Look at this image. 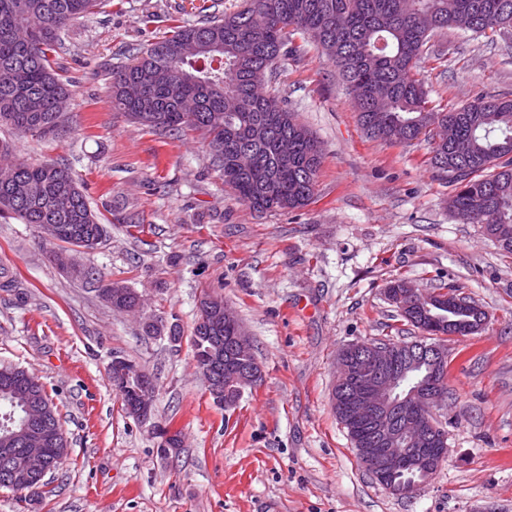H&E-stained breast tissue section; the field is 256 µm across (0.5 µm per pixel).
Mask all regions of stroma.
Segmentation results:
<instances>
[{
  "instance_id": "obj_1",
  "label": "stroma",
  "mask_w": 512,
  "mask_h": 512,
  "mask_svg": "<svg viewBox=\"0 0 512 512\" xmlns=\"http://www.w3.org/2000/svg\"><path fill=\"white\" fill-rule=\"evenodd\" d=\"M240 0H104L62 33L70 84L65 131L1 129L14 158L66 165L108 226L78 250L75 276L47 257L38 230L0 220V363L38 376L69 442L50 494L0 489V512H512V255L480 225L448 211L430 144L368 138L335 63L311 43L283 60L276 86L320 141L311 202L258 212L224 185L200 134L170 135L112 106L111 73L198 17ZM418 77L434 105L512 99V32L434 40ZM144 300L112 310L98 275ZM402 278L448 283L487 312L482 332L448 343V399L439 418L448 458L430 484L402 497L359 462L330 393L347 345L421 338L385 298ZM223 296L251 336L264 379L229 410L214 404L189 342L203 293ZM177 323L183 340L145 336L144 317ZM156 380L150 419L128 417L108 380L113 357ZM180 446L162 452L163 434Z\"/></svg>"
}]
</instances>
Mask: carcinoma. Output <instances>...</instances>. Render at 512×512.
Instances as JSON below:
<instances>
[{"mask_svg":"<svg viewBox=\"0 0 512 512\" xmlns=\"http://www.w3.org/2000/svg\"><path fill=\"white\" fill-rule=\"evenodd\" d=\"M101 0H0V127L39 138L65 127L69 89L55 66L66 27L94 12ZM445 29L473 36L512 30V0H245L221 17L204 15L178 26L164 40L140 50L131 63L112 71V103L131 118L154 116L148 126L165 133H202L224 141V156L212 157L238 201L256 211L294 210L313 198L322 148L293 113L265 85L274 65L287 56L294 35L315 44L331 59L353 97L358 120L369 138L385 143L431 139L429 164L450 187L448 209L465 224L483 225L485 234L512 255V99L485 96L436 111L416 71L432 38ZM451 129L438 142L429 127ZM0 219L56 225V254H69L86 238L107 240V225L91 211L70 170L59 163L19 161L0 178ZM112 290L110 305L137 294L101 275ZM459 289L443 284L432 302L413 313L411 326L434 337L468 330L476 334L475 308L456 301ZM198 308L191 336L193 357L215 350L203 331ZM148 336L167 334L182 342L180 326L144 322ZM219 369L229 359L250 375L254 348L237 353L233 332L223 327ZM423 382L448 391V365L425 363L403 386ZM53 404L45 386L22 367L0 372V489L28 500L48 493L44 481L19 480L28 409ZM334 410L350 439L364 430L346 421L341 398ZM44 429L58 440L45 445L51 463L63 465L58 411ZM402 484L425 481L414 464L394 477Z\"/></svg>","mask_w":512,"mask_h":512,"instance_id":"1","label":"carcinoma"}]
</instances>
